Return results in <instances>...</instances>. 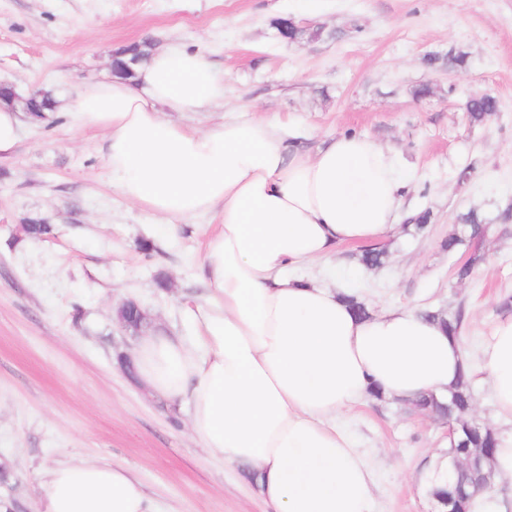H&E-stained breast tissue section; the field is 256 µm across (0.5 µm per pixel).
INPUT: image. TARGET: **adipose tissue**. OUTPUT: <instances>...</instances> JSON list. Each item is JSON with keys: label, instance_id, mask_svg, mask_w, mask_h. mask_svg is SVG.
<instances>
[{"label": "adipose tissue", "instance_id": "ef3b65f1", "mask_svg": "<svg viewBox=\"0 0 512 512\" xmlns=\"http://www.w3.org/2000/svg\"><path fill=\"white\" fill-rule=\"evenodd\" d=\"M224 105V76L181 44L85 85L73 125L104 131L119 193L168 232L217 214L203 268L208 294L192 337L145 336L134 362L153 392L190 404L205 452L249 468L272 512H374L376 466L338 422L371 393L409 402L447 394L468 370L459 339L414 309L357 317L339 289L296 275L336 247L393 231L404 181L396 154L367 136L291 144L278 118L224 119L198 130L168 113ZM497 420L512 423V317L479 347ZM47 512H165L122 468L59 464Z\"/></svg>", "mask_w": 512, "mask_h": 512}]
</instances>
